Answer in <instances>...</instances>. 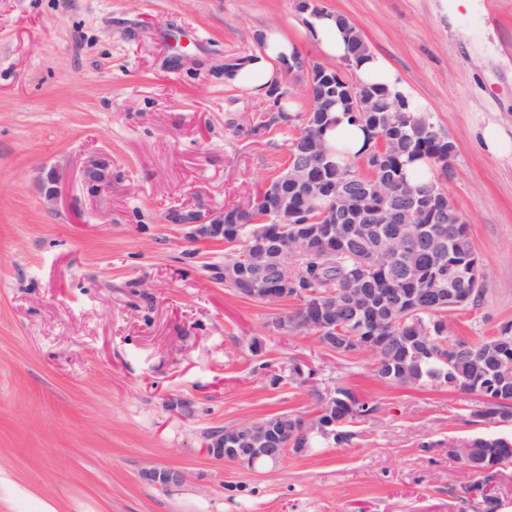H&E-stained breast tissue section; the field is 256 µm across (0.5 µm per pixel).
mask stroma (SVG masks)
<instances>
[{"instance_id":"stroma-1","label":"stroma","mask_w":512,"mask_h":512,"mask_svg":"<svg viewBox=\"0 0 512 512\" xmlns=\"http://www.w3.org/2000/svg\"><path fill=\"white\" fill-rule=\"evenodd\" d=\"M423 100L455 146L443 186L483 265L481 299L446 316L450 338L512 324V0H323ZM296 0H0V512H474L477 475L448 455L512 424L473 418L445 386L388 385L284 305L224 282V245L169 223L174 208L247 202L282 167L291 134L258 130L273 102L231 83L262 33H303ZM105 157L112 190L79 168ZM61 176L50 199L47 176ZM311 370L301 381L295 365ZM376 410L350 444L248 469L209 457L207 433L288 414L319 392ZM179 483L148 481L155 470ZM480 135L489 153L498 158L512 160V138L503 135L494 125L481 129ZM80 176L93 197L112 190V172L103 156H89L81 166Z\"/></svg>"}]
</instances>
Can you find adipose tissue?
<instances>
[{
  "instance_id": "adipose-tissue-1",
  "label": "adipose tissue",
  "mask_w": 512,
  "mask_h": 512,
  "mask_svg": "<svg viewBox=\"0 0 512 512\" xmlns=\"http://www.w3.org/2000/svg\"><path fill=\"white\" fill-rule=\"evenodd\" d=\"M306 22L310 37L324 57L338 60L346 55V37L332 12L307 16ZM262 41L261 51L243 65L234 77L239 88L257 94L266 92L280 81L297 49L296 42L277 29L265 31ZM355 73L363 83L381 85L401 94L412 111H423L422 100L411 93L396 70L381 56L369 54L356 63ZM325 141L331 153L339 160L365 152L370 146L367 132L344 118L326 130Z\"/></svg>"
}]
</instances>
